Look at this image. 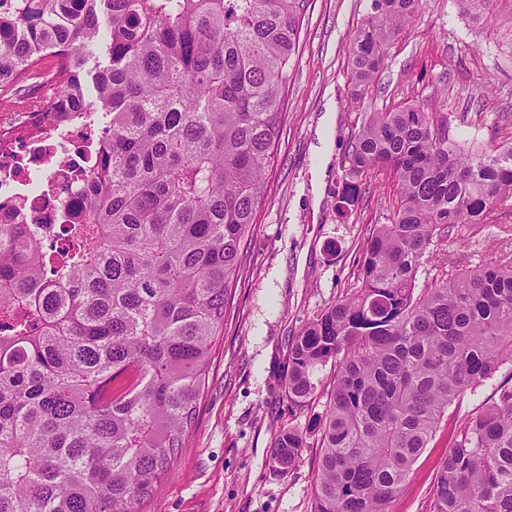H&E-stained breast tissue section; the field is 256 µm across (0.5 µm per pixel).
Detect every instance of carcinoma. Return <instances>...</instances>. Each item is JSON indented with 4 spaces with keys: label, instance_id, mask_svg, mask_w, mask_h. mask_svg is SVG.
I'll list each match as a JSON object with an SVG mask.
<instances>
[{
    "label": "carcinoma",
    "instance_id": "carcinoma-1",
    "mask_svg": "<svg viewBox=\"0 0 512 512\" xmlns=\"http://www.w3.org/2000/svg\"><path fill=\"white\" fill-rule=\"evenodd\" d=\"M493 0H457L483 17ZM421 0H371L348 46L353 97ZM308 0H0V101L49 131L105 133L38 237L0 223V512H138L185 447L266 193ZM349 171L399 203L372 230L360 292L295 336L288 400L336 379L317 427L313 512H389L459 397L512 362V259L416 284L439 237L512 203V146L465 143L448 114L370 112ZM474 412L433 512H512V386ZM305 436L280 433L286 471Z\"/></svg>",
    "mask_w": 512,
    "mask_h": 512
}]
</instances>
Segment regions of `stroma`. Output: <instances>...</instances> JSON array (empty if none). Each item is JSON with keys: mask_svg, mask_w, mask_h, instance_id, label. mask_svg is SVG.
<instances>
[{"mask_svg": "<svg viewBox=\"0 0 512 512\" xmlns=\"http://www.w3.org/2000/svg\"><path fill=\"white\" fill-rule=\"evenodd\" d=\"M370 0H309L291 67L286 116L266 171L224 334L213 350L195 422L158 492L140 512H312L320 445L308 437L287 471L271 450L280 430L308 427L325 410L336 374L315 376L311 401L288 400L289 346L303 324L358 287L357 261L369 227L396 204L391 177L355 178L358 200L339 212L352 179L346 156L365 113L412 103L444 112L464 142L512 143V0H494L481 20L456 0H424L388 48V66L365 100L351 98L347 46ZM512 255V210L443 242L418 285ZM494 382L464 393L412 466L390 512H432L436 474L467 417L490 400Z\"/></svg>", "mask_w": 512, "mask_h": 512, "instance_id": "stroma-1", "label": "stroma"}]
</instances>
